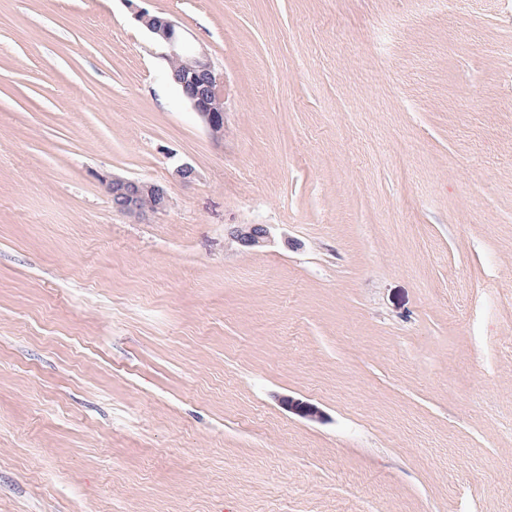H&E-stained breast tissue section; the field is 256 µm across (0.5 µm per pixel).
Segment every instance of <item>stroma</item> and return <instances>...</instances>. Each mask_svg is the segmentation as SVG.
<instances>
[{"label": "stroma", "mask_w": 512, "mask_h": 512, "mask_svg": "<svg viewBox=\"0 0 512 512\" xmlns=\"http://www.w3.org/2000/svg\"><path fill=\"white\" fill-rule=\"evenodd\" d=\"M145 6L223 142L125 0H0V512H512V0ZM133 19L147 32L154 45L161 50V58L170 68L171 78L183 100L199 116L215 142L224 139V76L204 51L190 49L185 30L170 17H159L147 9L137 7L133 0H125ZM205 75L207 84L201 89L197 78ZM106 189L112 202V208L124 215L133 216L139 223H148L156 214L164 211L169 204L167 190L162 185L144 180L112 175H99L98 179ZM122 188L126 195L112 190ZM125 203V205H124ZM124 205V206H123ZM257 228H260L258 231ZM230 238L241 247L252 249L263 246L270 240V232L264 225H242L229 231Z\"/></svg>", "instance_id": "35a3bbf8"}]
</instances>
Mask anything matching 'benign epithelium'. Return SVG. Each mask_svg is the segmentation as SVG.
I'll list each match as a JSON object with an SVG mask.
<instances>
[{
  "instance_id": "obj_1",
  "label": "benign epithelium",
  "mask_w": 512,
  "mask_h": 512,
  "mask_svg": "<svg viewBox=\"0 0 512 512\" xmlns=\"http://www.w3.org/2000/svg\"><path fill=\"white\" fill-rule=\"evenodd\" d=\"M133 19L147 32L154 45L160 49L161 58L170 68L171 78L183 100L199 116L215 142L224 139V76L218 71L204 51L190 49L185 40V30L170 17H159L147 9L125 0ZM99 181L105 187L121 188L127 195L121 213L140 223L149 222L169 204L167 190L162 185L144 180L112 175H101ZM230 238L240 246L252 249L270 240V232L264 225H242L229 231ZM288 410L302 418L317 421L322 413L316 406L288 398L283 400Z\"/></svg>"
}]
</instances>
